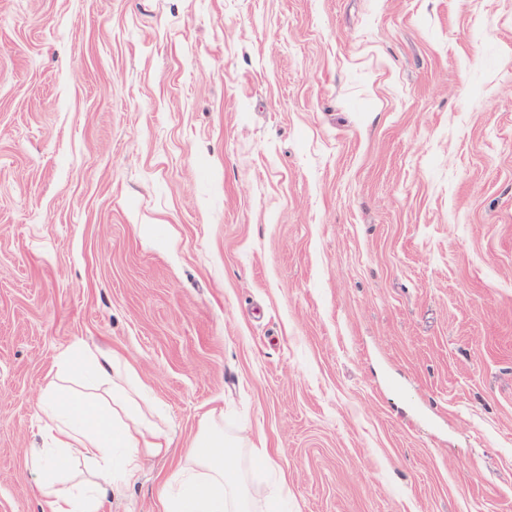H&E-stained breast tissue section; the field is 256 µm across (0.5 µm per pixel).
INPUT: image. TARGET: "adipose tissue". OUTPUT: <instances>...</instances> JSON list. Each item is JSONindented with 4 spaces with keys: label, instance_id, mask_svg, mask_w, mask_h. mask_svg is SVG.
I'll return each mask as SVG.
<instances>
[{
    "label": "adipose tissue",
    "instance_id": "obj_1",
    "mask_svg": "<svg viewBox=\"0 0 512 512\" xmlns=\"http://www.w3.org/2000/svg\"><path fill=\"white\" fill-rule=\"evenodd\" d=\"M86 376L112 377V403L76 394H50L43 407L47 447L35 449L30 463L39 475L47 512H101L116 485L138 481L141 457L158 455L169 442L147 418L151 407L141 388L129 383L108 358L82 363ZM188 462L161 489L162 512H250L234 481L236 463L224 433L209 425L187 450ZM90 465L89 479L71 482L67 466Z\"/></svg>",
    "mask_w": 512,
    "mask_h": 512
}]
</instances>
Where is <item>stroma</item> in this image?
<instances>
[{
    "label": "stroma",
    "instance_id": "stroma-1",
    "mask_svg": "<svg viewBox=\"0 0 512 512\" xmlns=\"http://www.w3.org/2000/svg\"><path fill=\"white\" fill-rule=\"evenodd\" d=\"M78 346L170 441L105 512L210 419L253 512H512V0H0V512Z\"/></svg>",
    "mask_w": 512,
    "mask_h": 512
}]
</instances>
